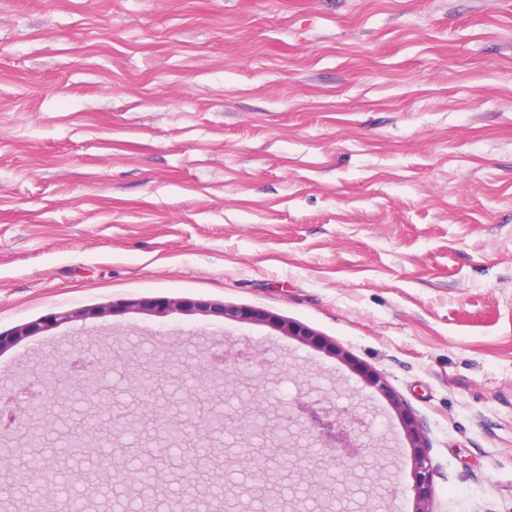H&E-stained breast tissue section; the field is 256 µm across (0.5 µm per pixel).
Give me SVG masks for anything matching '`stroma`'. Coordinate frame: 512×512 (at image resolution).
Instances as JSON below:
<instances>
[{"label": "stroma", "mask_w": 512, "mask_h": 512, "mask_svg": "<svg viewBox=\"0 0 512 512\" xmlns=\"http://www.w3.org/2000/svg\"><path fill=\"white\" fill-rule=\"evenodd\" d=\"M163 298L267 310L348 358L213 314L109 311ZM86 308L107 314L0 354L22 401L72 344L111 347L110 400L57 404L50 429L121 413L141 366L172 403L223 388L197 358L229 352V410L353 406L355 437L398 461L382 497L300 449L278 489L300 512H411L396 399L432 512H512V0H0V333ZM251 432L208 462L258 512L273 487L241 453ZM126 451L156 442L47 452L59 499L150 512L124 471L91 476ZM192 455L148 470L154 502L206 512ZM392 404L402 419L405 428V436L412 448V462L414 469V509L412 512H432L428 509L429 498L431 497V480L429 475L428 461L425 453V446L420 431L405 409L393 400Z\"/></svg>", "instance_id": "stroma-1"}]
</instances>
